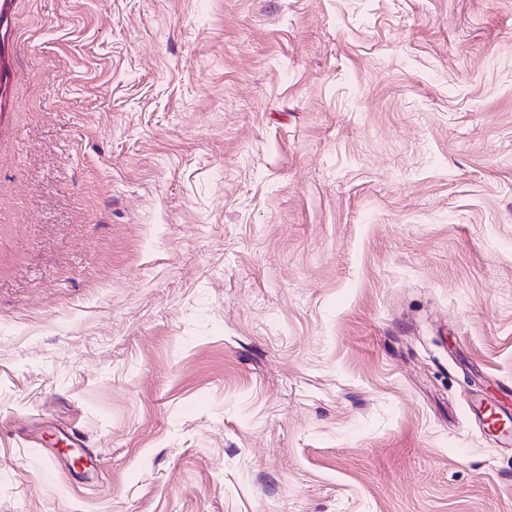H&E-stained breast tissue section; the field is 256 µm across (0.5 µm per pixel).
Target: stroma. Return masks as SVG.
<instances>
[{
	"label": "stroma",
	"instance_id": "35a3bbf8",
	"mask_svg": "<svg viewBox=\"0 0 512 512\" xmlns=\"http://www.w3.org/2000/svg\"><path fill=\"white\" fill-rule=\"evenodd\" d=\"M506 385L512 0H7L0 512H512Z\"/></svg>",
	"mask_w": 512,
	"mask_h": 512
}]
</instances>
